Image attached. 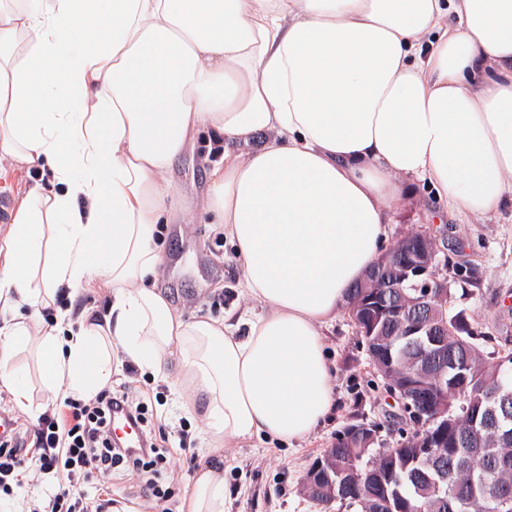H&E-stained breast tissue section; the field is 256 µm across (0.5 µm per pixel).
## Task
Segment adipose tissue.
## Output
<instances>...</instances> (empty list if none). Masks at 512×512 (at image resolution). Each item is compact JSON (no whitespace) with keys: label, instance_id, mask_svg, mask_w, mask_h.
Instances as JSON below:
<instances>
[{"label":"adipose tissue","instance_id":"obj_1","mask_svg":"<svg viewBox=\"0 0 512 512\" xmlns=\"http://www.w3.org/2000/svg\"><path fill=\"white\" fill-rule=\"evenodd\" d=\"M202 129L206 212L250 302L220 319L153 286L166 176ZM3 160L46 183L0 247V391L30 410L26 349L53 398L90 397L120 358L173 365L209 448L291 446L333 407L322 330L405 181L459 212L512 200V0H0ZM91 286L107 314L72 320L59 291ZM224 504L223 466L201 464L181 512Z\"/></svg>","mask_w":512,"mask_h":512}]
</instances>
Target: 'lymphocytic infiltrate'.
Segmentation results:
<instances>
[{"label":"lymphocytic infiltrate","instance_id":"obj_1","mask_svg":"<svg viewBox=\"0 0 512 512\" xmlns=\"http://www.w3.org/2000/svg\"><path fill=\"white\" fill-rule=\"evenodd\" d=\"M116 410L139 423L142 447L114 443L112 413ZM147 412L142 396L126 386L102 389L89 399L65 398L39 416L33 429L11 442H0V493L11 496L21 512H106L108 501L96 481L124 470L142 477V497L159 505L168 503L172 493L159 485L158 478L172 473L173 454L194 458V443L181 431L169 446L160 445ZM28 460L34 463V474L57 472L65 476V483L46 499L26 498L21 493L22 466Z\"/></svg>","mask_w":512,"mask_h":512}]
</instances>
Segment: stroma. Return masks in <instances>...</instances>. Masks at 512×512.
<instances>
[{"mask_svg": "<svg viewBox=\"0 0 512 512\" xmlns=\"http://www.w3.org/2000/svg\"><path fill=\"white\" fill-rule=\"evenodd\" d=\"M211 136L202 131L174 163L167 180L175 192L174 212L163 225L160 245L163 263L156 286L184 316H223L225 310L246 307L237 293L239 266L232 247L215 237L204 214ZM436 227L448 242V262L477 267L480 287L463 300L474 328L491 333L493 348L512 337V318L505 316L512 299V201L492 213L448 209L433 190L414 183L391 212L388 243L408 233ZM223 296L215 306V296ZM334 362V406L324 423L303 443L286 446L266 440L233 443L222 450L227 512H323L302 491L308 468L329 448L337 431L354 421L378 422L387 446L397 445L398 433L388 425L399 408L384 382L368 369V355L345 313H338L323 331ZM162 401L150 402L153 424L186 422L195 452L205 455L200 417L185 416L180 403L188 392L176 377L164 382Z\"/></svg>", "mask_w": 512, "mask_h": 512, "instance_id": "1", "label": "stroma"}]
</instances>
